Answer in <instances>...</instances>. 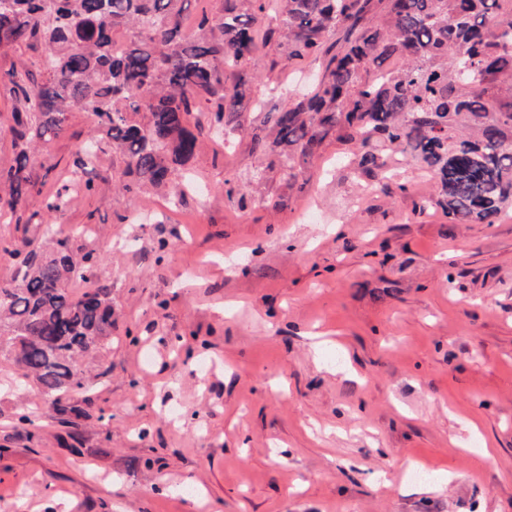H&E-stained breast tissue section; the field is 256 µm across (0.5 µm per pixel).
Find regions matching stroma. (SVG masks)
I'll use <instances>...</instances> for the list:
<instances>
[{
    "label": "stroma",
    "instance_id": "stroma-1",
    "mask_svg": "<svg viewBox=\"0 0 512 512\" xmlns=\"http://www.w3.org/2000/svg\"><path fill=\"white\" fill-rule=\"evenodd\" d=\"M254 58L243 130L203 135L171 193L125 191L108 146L73 167L83 112L32 153L0 282L45 216L84 228L97 276L72 288H110L114 325L81 415L0 389V512H512V214L449 223L420 163L376 182L333 138L289 177L253 137L325 59L288 64L265 29Z\"/></svg>",
    "mask_w": 512,
    "mask_h": 512
}]
</instances>
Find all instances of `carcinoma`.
<instances>
[{
    "instance_id": "cac0c4a2",
    "label": "carcinoma",
    "mask_w": 512,
    "mask_h": 512,
    "mask_svg": "<svg viewBox=\"0 0 512 512\" xmlns=\"http://www.w3.org/2000/svg\"><path fill=\"white\" fill-rule=\"evenodd\" d=\"M265 0H224L202 14L197 35L183 25L190 0H0V52L23 46L37 54V81L24 61L4 77L17 102L10 127L14 164L0 170V210L21 223L37 184L28 172L31 145L62 134L73 112L87 113L99 138L85 142L74 166L84 169L112 146L131 185L161 189L187 169L200 148V116L216 127L242 128L254 32ZM285 0L268 40L285 58L322 55L311 95L273 117L254 136L288 170L302 168L329 138L376 143L360 161L387 174L391 153L422 163L433 175L431 202L452 224H494L512 210V0ZM132 33L120 55L118 30ZM345 33L341 46L328 43ZM236 77L226 85V73ZM53 248L25 239L3 251L19 278L0 285V350L59 414L63 397L87 391L81 361L112 344L106 287L75 298L73 279L95 278L93 253L77 257L69 237L50 223Z\"/></svg>"
}]
</instances>
